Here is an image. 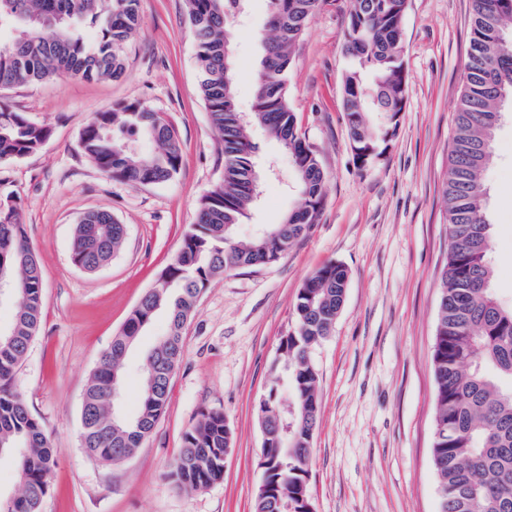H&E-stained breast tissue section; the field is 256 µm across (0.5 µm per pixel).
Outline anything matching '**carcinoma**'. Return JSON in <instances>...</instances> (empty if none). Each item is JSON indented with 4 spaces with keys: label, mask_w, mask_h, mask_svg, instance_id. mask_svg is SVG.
I'll use <instances>...</instances> for the list:
<instances>
[{
    "label": "carcinoma",
    "mask_w": 512,
    "mask_h": 512,
    "mask_svg": "<svg viewBox=\"0 0 512 512\" xmlns=\"http://www.w3.org/2000/svg\"><path fill=\"white\" fill-rule=\"evenodd\" d=\"M197 45L199 89L211 123L221 135L224 171L199 203L197 223L161 273L160 295L135 307L88 382L87 412L96 461L115 463L135 452L164 415L170 378L183 355L182 330L211 281L236 268L272 263L317 222L323 205L324 175L297 130L290 109L287 74L294 47L321 0H270V36L263 41L253 109L238 111L228 20L243 0H185ZM408 0H349L346 45L351 62L343 79V105L355 159L368 169L385 156L395 136L393 118L403 110L406 81L404 20ZM139 27V0H0V90L64 77L118 78L121 52ZM512 96V0H474L464 90L455 117V135L443 184L450 247L441 275V298L432 349L436 383L431 459L441 512H512V305L493 288L489 256L491 224L485 215L479 147L491 146L499 121L503 88ZM252 125L264 127L288 157L298 200L284 218L246 244L234 228L254 205L258 177ZM50 130L22 112L0 104V162L40 149ZM155 149L142 155L143 141ZM84 155L103 173L131 184L151 175L168 181L180 169L182 149L172 126L159 113L131 103L99 112L80 136ZM126 225L111 212L85 213L72 240L74 264L94 272L116 256ZM0 265L20 298L11 323L12 344L0 345V455L15 457L32 489L27 504L12 512H40L58 449L27 409L11 381L33 338L45 305L39 259L29 254L21 213L14 205L0 213ZM347 268L329 262L313 271L294 303L295 329L288 356L274 369L285 385L264 395L268 412H281V390L293 399L288 433L262 448L267 479L282 501L299 498L308 473L307 448L319 409L313 348L328 337L344 303ZM168 317L165 350L146 357L136 412L112 421L105 396L122 383L123 355L156 315ZM232 434L219 410L204 411L186 432L171 477L186 489H202L224 479V455ZM293 463L297 473L278 480V465Z\"/></svg>",
    "instance_id": "1"
}]
</instances>
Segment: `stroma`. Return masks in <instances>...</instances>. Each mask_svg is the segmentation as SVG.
Segmentation results:
<instances>
[{"mask_svg": "<svg viewBox=\"0 0 512 512\" xmlns=\"http://www.w3.org/2000/svg\"><path fill=\"white\" fill-rule=\"evenodd\" d=\"M269 0H246L231 19L239 65L237 108L252 109ZM473 0H409L405 17L406 101L384 158L356 164L342 105L348 0H324L297 42L288 101L324 173L318 224L277 261L212 280L183 330V356L165 414L132 457L105 465L80 446L82 397L101 354L178 253L201 198L222 176L219 135L199 93L196 42L184 0H140V27L117 79H53L0 93L52 135L35 154L0 163V202L20 209L42 270L46 303L39 332L13 387L59 450L40 512H253L261 483L257 404L305 279L336 261L349 286L330 336L313 350L320 407L308 489L315 512H438L431 461L435 380L431 355L449 240L442 184L467 64ZM143 104L176 130L178 174L133 185L107 176L79 138L100 112ZM493 161L483 171L492 225L494 287L512 304V103L503 102ZM255 159L273 169L261 201L237 226L248 241L281 223L296 203L294 171L260 126ZM106 210L127 229L122 251L88 273L71 260L74 227ZM168 330L165 315L126 359L120 399L138 407L148 351ZM205 409L223 411L233 442L222 482L179 489L168 478L185 433Z\"/></svg>", "mask_w": 512, "mask_h": 512, "instance_id": "35a3bbf8", "label": "stroma"}]
</instances>
